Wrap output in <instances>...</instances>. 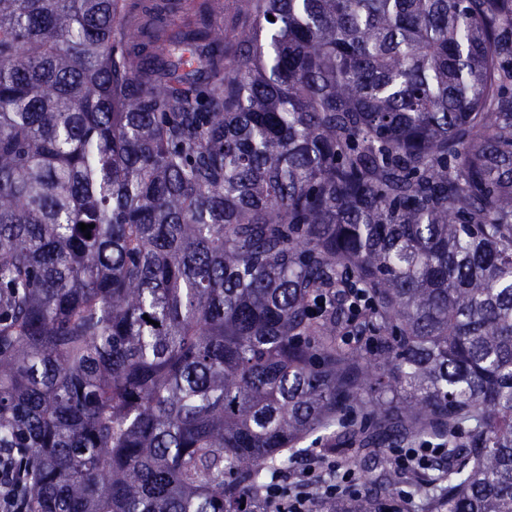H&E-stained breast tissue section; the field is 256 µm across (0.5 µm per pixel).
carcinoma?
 Wrapping results in <instances>:
<instances>
[{"label": "carcinoma", "instance_id": "1", "mask_svg": "<svg viewBox=\"0 0 512 512\" xmlns=\"http://www.w3.org/2000/svg\"><path fill=\"white\" fill-rule=\"evenodd\" d=\"M181 2L0 0L26 512H266L334 425L315 512H512V0ZM425 447L420 448L417 443H394L386 448V451L400 468H414L416 465L427 464L432 459L442 457V448L429 445ZM318 453V450L313 451V457ZM345 460L348 466L336 458H327L318 456L311 459V463L302 471L306 466L307 460H300L289 472L283 477V482L296 481V477L301 472V478L297 481V485L304 488L306 496L293 504L295 510L298 512H312L311 505L315 497L321 495L322 497H334L339 493L352 492L357 483L354 473L359 477V493H365L371 486L373 473L368 469L354 467L348 455L338 458ZM352 470H351V469ZM269 512L283 511V502L288 497V485H283L278 479H272L263 489Z\"/></svg>", "mask_w": 512, "mask_h": 512}]
</instances>
